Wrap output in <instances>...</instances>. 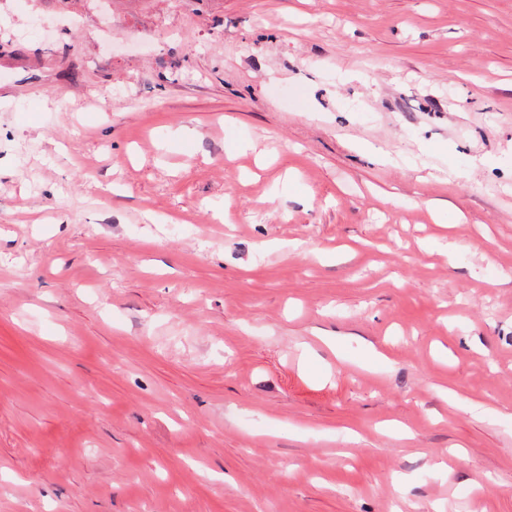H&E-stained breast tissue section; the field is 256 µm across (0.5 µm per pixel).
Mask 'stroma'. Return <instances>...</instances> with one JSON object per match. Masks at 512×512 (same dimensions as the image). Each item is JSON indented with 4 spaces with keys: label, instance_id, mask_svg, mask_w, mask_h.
Masks as SVG:
<instances>
[{
    "label": "stroma",
    "instance_id": "obj_1",
    "mask_svg": "<svg viewBox=\"0 0 512 512\" xmlns=\"http://www.w3.org/2000/svg\"><path fill=\"white\" fill-rule=\"evenodd\" d=\"M0 512H512V0H0Z\"/></svg>",
    "mask_w": 512,
    "mask_h": 512
}]
</instances>
